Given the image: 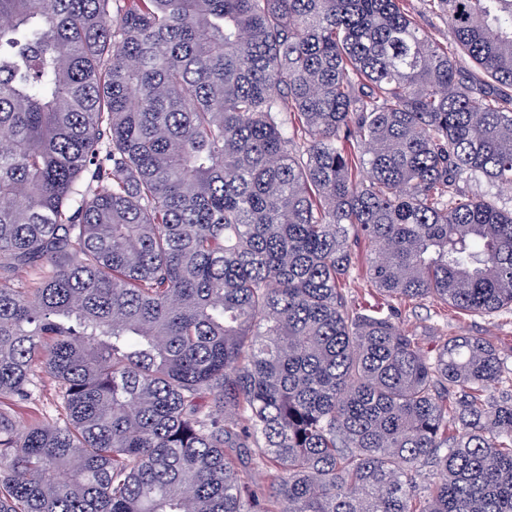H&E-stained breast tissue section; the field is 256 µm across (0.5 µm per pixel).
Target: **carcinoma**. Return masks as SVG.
<instances>
[{
	"label": "carcinoma",
	"instance_id": "cac0c4a2",
	"mask_svg": "<svg viewBox=\"0 0 512 512\" xmlns=\"http://www.w3.org/2000/svg\"><path fill=\"white\" fill-rule=\"evenodd\" d=\"M0 0V512H512V0ZM468 58L480 72L469 70ZM33 276L25 288L19 274ZM404 7L412 15L419 26L424 29L438 44L448 50L454 45L448 33L446 18L441 12L431 9L426 0H405ZM357 251L360 254L359 261L352 270L345 289L348 301L356 303V305L361 302L374 304L377 299L383 302L381 300L382 296L379 295L375 287L372 286L369 275L367 274V256L363 242L357 247ZM391 305L397 323L422 336L425 349L437 348L445 336H478L491 343L512 369V314L467 315L432 300H393ZM56 381L47 374L40 373L38 389L32 399L15 398L3 403L2 408L9 410L16 418L19 426H27L44 416L57 417Z\"/></svg>",
	"mask_w": 512,
	"mask_h": 512
}]
</instances>
